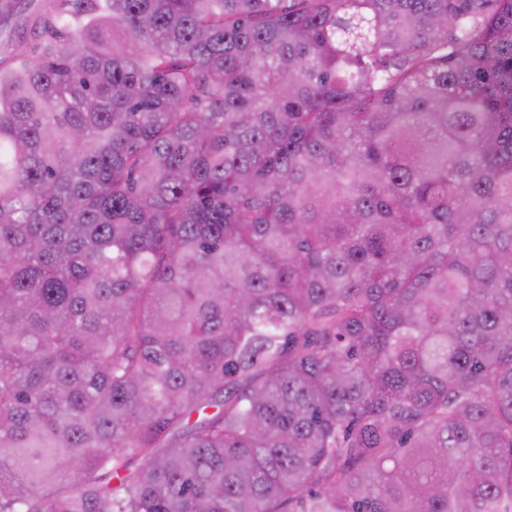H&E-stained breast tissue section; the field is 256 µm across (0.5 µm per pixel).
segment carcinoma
<instances>
[{
	"label": "carcinoma",
	"instance_id": "obj_1",
	"mask_svg": "<svg viewBox=\"0 0 512 512\" xmlns=\"http://www.w3.org/2000/svg\"><path fill=\"white\" fill-rule=\"evenodd\" d=\"M0 60V512H512V0H46Z\"/></svg>",
	"mask_w": 512,
	"mask_h": 512
}]
</instances>
